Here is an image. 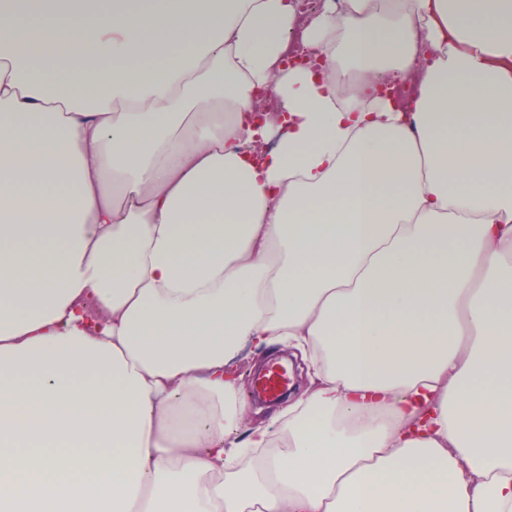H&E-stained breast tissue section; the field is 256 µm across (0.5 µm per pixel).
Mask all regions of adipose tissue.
Wrapping results in <instances>:
<instances>
[{
	"label": "adipose tissue",
	"mask_w": 512,
	"mask_h": 512,
	"mask_svg": "<svg viewBox=\"0 0 512 512\" xmlns=\"http://www.w3.org/2000/svg\"><path fill=\"white\" fill-rule=\"evenodd\" d=\"M0 512H512V0L0 8ZM282 357L288 358L290 361L293 362L294 365L292 376H290L289 374V392H291L301 385L302 376L300 368L297 365V362L294 361L290 356H288V353L281 354L280 356L271 359H263L260 357V355L255 354L253 350L246 349L242 353L239 360L237 361L235 371L239 374L241 378L243 395L248 404H250L254 410L260 411L259 413H254L253 415L251 413L247 415L246 422L248 424H255L257 422L265 420L269 414L277 410L283 403L284 399L278 400L273 403H261L252 393V389L254 386V382H252V379L256 375L258 370L266 365L275 363L277 359Z\"/></svg>",
	"instance_id": "obj_1"
}]
</instances>
